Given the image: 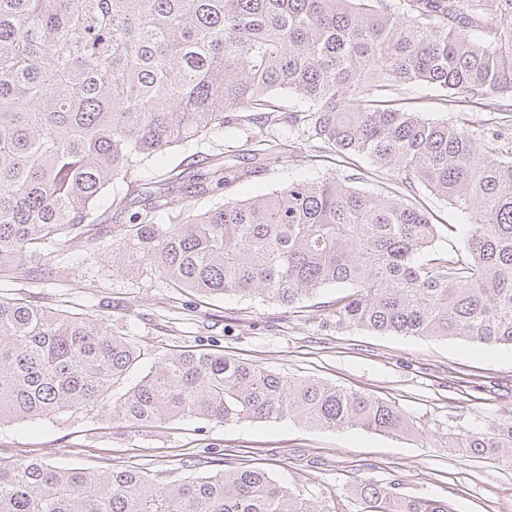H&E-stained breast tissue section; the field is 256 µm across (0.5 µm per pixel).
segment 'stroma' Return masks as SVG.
I'll list each match as a JSON object with an SVG mask.
<instances>
[{
  "label": "stroma",
  "instance_id": "obj_1",
  "mask_svg": "<svg viewBox=\"0 0 512 512\" xmlns=\"http://www.w3.org/2000/svg\"><path fill=\"white\" fill-rule=\"evenodd\" d=\"M399 96L427 119L445 121L458 111L428 86L402 89ZM259 138V128L245 120L231 133L218 129L158 157L137 177L145 183L176 179L226 162L251 175L225 189V197L248 200L292 179L340 181L349 173L343 163L318 157L308 142L288 141L286 161L268 160L258 149ZM362 188L406 203L422 202L441 224L458 218L452 205L422 184H402L384 170L369 174ZM118 232L108 221L99 225L93 241L49 245L43 260L53 270L51 277L0 278V298L92 315L159 356L200 339L286 378L358 389L396 403L413 421L417 436L311 429L290 420L204 426L184 420L160 432L101 424L75 413L0 427L1 465L31 456L51 465L96 468L136 462L167 470L214 442L228 448L227 465L266 463L274 478L290 488L331 490L343 512H362L358 484L383 485L396 477L402 493L445 501L452 512H512V463L501 457L471 458L451 446L452 433L485 430L512 413V348L322 324L316 306L335 300L333 288L292 309L238 295L205 303L171 288L143 263L127 261L113 269L112 242Z\"/></svg>",
  "mask_w": 512,
  "mask_h": 512
}]
</instances>
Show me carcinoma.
<instances>
[{"label": "carcinoma", "mask_w": 512, "mask_h": 512, "mask_svg": "<svg viewBox=\"0 0 512 512\" xmlns=\"http://www.w3.org/2000/svg\"><path fill=\"white\" fill-rule=\"evenodd\" d=\"M429 84L457 102L512 100V0H0V276L49 274L44 247L92 238L126 207L100 200L151 157L251 120L283 139L358 156L453 205L456 224L348 181L294 179L179 224L152 213L213 197L250 171L213 165L152 186L113 249L174 288L282 306L348 289L320 316L380 335L512 346V135L479 142L471 120L403 106ZM297 107L286 111L280 95ZM135 427L180 419L279 422L411 436L396 405L316 379H286L188 341L154 358L101 319L0 298V426L75 412ZM455 447L512 461V415ZM162 482L142 466H0V512H322L262 467L222 462ZM400 482L359 486L363 512H451Z\"/></svg>", "instance_id": "obj_1"}]
</instances>
